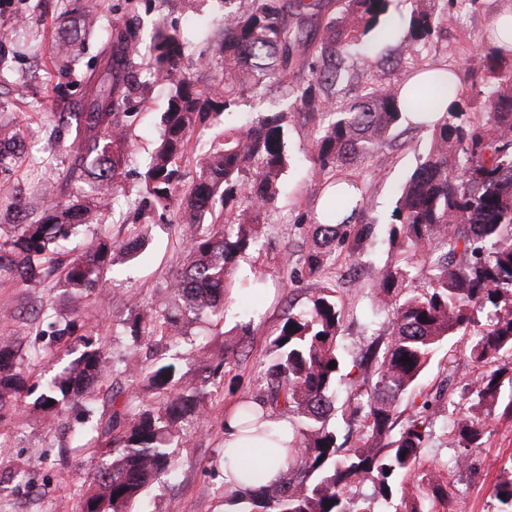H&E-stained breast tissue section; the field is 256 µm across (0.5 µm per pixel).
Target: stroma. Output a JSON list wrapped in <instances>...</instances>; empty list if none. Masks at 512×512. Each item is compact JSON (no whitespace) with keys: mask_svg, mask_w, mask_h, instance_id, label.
<instances>
[{"mask_svg":"<svg viewBox=\"0 0 512 512\" xmlns=\"http://www.w3.org/2000/svg\"><path fill=\"white\" fill-rule=\"evenodd\" d=\"M69 0H0V30L13 32L12 41L0 45V67L6 76L0 80V121L16 125L25 135L26 149L8 177H0V242L9 238L11 226L18 218L6 209L14 195L26 201L27 219L42 212L47 198L42 191L46 178H59L67 166L66 144L51 141L46 135L49 114L58 106L59 93L76 97L82 87L78 76L64 75L57 63V47L65 28L77 25L79 18L68 11ZM505 0H470L465 8L449 5L454 16L446 33L435 37L423 51L428 64L454 70L458 85L464 90L470 111L482 109L471 76L479 65V50ZM224 12L222 0H183L173 11H164L160 0H138L137 15L142 40H149L152 23L165 15L169 25L177 27L187 45L186 63H194L214 39L218 20ZM375 62L365 68L361 61L348 64L342 82V97L357 96L369 79L389 83L403 77L404 66L398 65V39L376 40ZM140 89L124 109L132 114V134L127 157L124 188L114 197L113 218L102 225L84 228L83 239L106 231L112 240L125 239L128 223L135 217L132 202L139 192L137 172L152 152L161 134L160 115L167 102L164 85L139 77ZM311 120L294 117L289 123L288 150L292 165L284 175L285 189L277 199L264 230L261 252L240 256L239 273L261 278L270 290L269 298L252 294L234 296L227 303L221 326L226 339L237 335V324L250 321L251 334L240 352L229 355L224 366V388L210 411L194 419L188 435L174 450L176 472L159 479L147 494L149 512H225L224 445L222 423L227 410L236 408L247 398L260 397L264 381L260 370L267 351L282 320L286 305L305 308L318 287L320 276L293 272L284 265L285 256H299L309 249V221L320 209L324 176L309 160L305 133ZM429 147V136L422 131L395 133L394 140L378 148L366 162L344 169L355 180L360 192L372 204L371 215L378 221L373 237L364 243L356 265L364 282L370 281L375 269L387 259V222L401 184L415 170ZM53 153L52 170H44L35 159ZM147 247L134 262L117 266L102 297L84 302L81 319L87 331L100 337L106 353L114 359L128 357L130 363L147 367L152 360L151 347L132 350L122 329L132 308L158 307L166 296L168 281L181 265L183 227L177 215L144 225ZM342 300L350 316L343 344L348 354L365 350L376 338V326L362 286L341 287ZM50 310L61 317L68 309L58 289L43 288L31 293L14 281L0 276V336L17 339L21 346L24 368L40 375L52 365L68 359L63 345L46 346L35 342L31 334L36 326L34 315ZM481 364L470 359L464 345L451 352H440L432 367L420 380L418 389L428 393L436 389L446 375H453L458 385L478 377ZM139 382L116 371L103 384L97 412L107 416L113 405L136 406L141 398ZM78 421L74 413L60 415L52 429H45L38 414L19 411L0 430L9 436L8 447H0V484L12 487L5 508L7 512H78L76 489L91 466L84 449L75 447L71 436ZM70 446L66 465L55 464L53 454L60 446ZM454 450L443 425H436L423 455V464L439 469L453 488L452 512H496V485L512 467V418L495 417L491 435L484 448L476 453L473 471L454 467ZM35 463L33 489L13 488L14 469Z\"/></svg>","mask_w":512,"mask_h":512,"instance_id":"1","label":"stroma"}]
</instances>
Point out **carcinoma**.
Segmentation results:
<instances>
[{
  "instance_id": "obj_1",
  "label": "carcinoma",
  "mask_w": 512,
  "mask_h": 512,
  "mask_svg": "<svg viewBox=\"0 0 512 512\" xmlns=\"http://www.w3.org/2000/svg\"><path fill=\"white\" fill-rule=\"evenodd\" d=\"M224 11L219 46L188 67L179 30L157 23L142 45L124 21L106 27L98 65L83 74L85 92L61 101L51 113L54 128L67 131L68 166L47 187L42 215L14 225L0 243V273L35 290L59 271L55 287L71 307L67 318H43L46 328L34 339L69 342L72 358L44 380L32 379L18 362L13 339L0 336V421L28 403L44 426L79 407L95 418L96 389L114 364L99 339L80 319L83 301L101 293L118 261L135 257L145 237L130 228L120 243L100 235L67 263L56 255L60 241L103 221L109 198L122 188L130 128L122 105L144 72L169 90L162 115L163 134L140 172L141 195L134 208L177 210L185 225V262L168 284L163 306L138 312L129 325L132 346L147 341L177 347L178 337L206 323L217 329L233 290H257L259 279L236 274V259L261 251V227L284 187L291 164L288 112H251L243 124L224 128L208 151L190 156L195 133L221 122L244 97L263 98L273 87L287 89L297 111L320 114L307 138L314 169L326 174L365 161L391 141L408 121L407 110L428 96V111L415 130L429 132V150L403 185L390 214L386 262L367 286L372 307L389 311L381 338L351 361L343 354L346 311L339 283L315 289L309 305L287 307L270 342L263 368L266 392L254 402L288 421L295 440L284 454L277 478L254 492L224 489L225 505L235 512H375L372 502L352 489L373 483L391 512H449L448 482L422 466L424 449L437 418L450 416L455 464L473 466V452L485 445L492 416L512 418V43L490 38L482 63L483 93L489 111H466L463 93L448 83V69L413 86L400 97L404 80L367 86L353 103L336 97L350 56L369 61L366 36L389 17L390 0H337L338 13L325 23L319 42L311 36L324 0H238ZM448 9L415 8L401 54L409 64L423 62L422 50L448 25ZM79 33L58 46L59 66L67 74L80 61ZM24 142L19 128L0 123V173L9 172L10 148ZM194 167V177L186 168ZM326 180L327 202L314 214V246L302 268L318 273L338 254L356 258L372 234L374 221H357L369 210L365 198L341 193ZM87 189L69 192L73 185ZM238 341L215 347L192 346L194 369L184 370L183 354L161 355L145 380L148 397L135 408L112 405L96 418L95 436L85 444L96 460L80 485L79 512H130L148 486L175 470L171 449L183 438V424L205 413L223 377L228 354L250 334L238 325ZM465 341L469 357L485 367L460 393L444 380L433 393L417 383L440 346ZM410 361H403L404 357ZM335 368H329L330 363ZM348 380L350 395L341 405L348 447L329 426L336 411V388ZM54 404H49V401ZM406 401L404 409L399 403ZM242 427L259 435L267 415L250 404L240 413ZM413 479L406 490L404 480ZM502 509L512 512V471L496 487Z\"/></svg>"
}]
</instances>
